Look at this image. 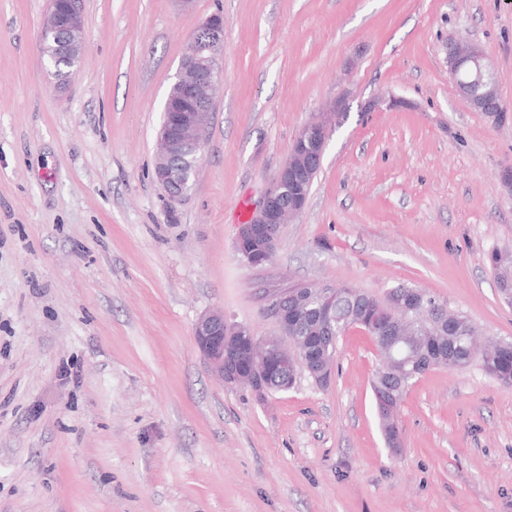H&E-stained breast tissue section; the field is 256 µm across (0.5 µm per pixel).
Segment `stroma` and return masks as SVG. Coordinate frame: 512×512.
Segmentation results:
<instances>
[{"label":"stroma","mask_w":512,"mask_h":512,"mask_svg":"<svg viewBox=\"0 0 512 512\" xmlns=\"http://www.w3.org/2000/svg\"><path fill=\"white\" fill-rule=\"evenodd\" d=\"M48 0H0V512H512V386L435 368L380 430L376 346L341 337L327 385L259 399L214 380L192 328L224 311L277 333L298 283L404 284L512 341L489 254L512 249V120L448 78L478 43L512 105V0H84L88 42L60 87L38 42ZM223 72L194 187L171 201L154 143L200 17ZM303 214L245 264L255 209L301 128L336 98ZM396 97L403 105L368 110ZM296 296H288V293L275 294L270 302L269 309L276 319L281 334L288 332V316H294L292 305Z\"/></svg>","instance_id":"stroma-1"}]
</instances>
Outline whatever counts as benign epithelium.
<instances>
[{
    "mask_svg": "<svg viewBox=\"0 0 512 512\" xmlns=\"http://www.w3.org/2000/svg\"><path fill=\"white\" fill-rule=\"evenodd\" d=\"M63 13L53 9L45 15L41 39L53 40L63 55L80 58L86 47L82 0H66ZM224 19L212 13L198 20L191 47L183 54L175 80L170 87L163 124L155 145V180L169 197L180 200L193 186L202 159L207 120L212 110V89L222 74ZM448 74L459 93L471 107L485 115L494 125L506 123L512 108L501 99L480 45L474 42H448ZM343 100L307 122L290 148L285 164L278 171L273 188L254 211L251 221L240 227L237 250L242 260L254 266L265 263L274 254L278 231L287 220L303 213L309 170L322 163L328 131L343 117ZM295 298L286 294L272 297L269 309L281 332L288 331V317L293 315ZM317 319L325 325L321 337L326 350L317 355L306 338L296 337L292 347L288 338L254 336L249 327L231 325L224 311L202 314L192 330L194 343L211 374L228 387H247L261 399L271 393L272 384L287 391L303 369L316 383L324 384L336 356V315L328 308L315 309ZM384 362L377 371L373 391L378 410L395 418V398L382 380L402 370L407 356L390 346L383 350Z\"/></svg>",
    "mask_w": 512,
    "mask_h": 512,
    "instance_id": "7a95c632",
    "label": "benign epithelium"
}]
</instances>
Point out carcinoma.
<instances>
[{"mask_svg": "<svg viewBox=\"0 0 512 512\" xmlns=\"http://www.w3.org/2000/svg\"><path fill=\"white\" fill-rule=\"evenodd\" d=\"M499 286L512 283V251L496 250L490 256ZM336 318L342 336L350 328H363L374 320L387 330L375 336L376 345L398 337H408L414 343L412 356L435 360V367L456 369L457 362L480 360L483 371L494 379H512V343L506 354L490 357L477 348L475 329L463 316L455 317L443 301L410 286L399 284L379 298L356 288L336 289ZM299 335L308 339L323 335L320 322L311 314H302L292 322Z\"/></svg>", "mask_w": 512, "mask_h": 512, "instance_id": "obj_1", "label": "carcinoma"}]
</instances>
